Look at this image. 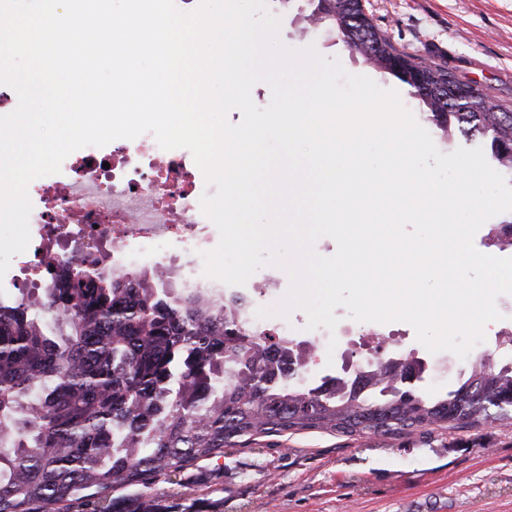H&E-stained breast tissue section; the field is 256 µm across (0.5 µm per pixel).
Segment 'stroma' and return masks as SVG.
<instances>
[{"instance_id": "35a3bbf8", "label": "stroma", "mask_w": 512, "mask_h": 512, "mask_svg": "<svg viewBox=\"0 0 512 512\" xmlns=\"http://www.w3.org/2000/svg\"><path fill=\"white\" fill-rule=\"evenodd\" d=\"M366 12L401 50L447 63L457 75L490 89L512 111V0H363ZM280 21L278 38L291 49L314 48L338 59L352 74L397 89L401 100L424 121L426 108L408 87L350 51L328 24L311 26L307 0H267ZM290 286L277 267L257 271L240 288L211 280L214 295L243 294L254 307L273 305ZM335 330L308 329L303 308L288 317L269 316L265 328L287 326L294 342L317 347V363L304 385L341 373L369 359L365 335L384 336L387 354L410 352L433 375L430 388L444 389L458 375L451 352L430 353L414 328L404 322L359 323L345 308L335 310ZM177 512H512V432L494 425L452 429L432 435L383 438L302 432L266 437L247 450L228 448L218 460L190 470L184 487L159 482L138 502L140 512L154 504Z\"/></svg>"}]
</instances>
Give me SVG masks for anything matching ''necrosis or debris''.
Returning a JSON list of instances; mask_svg holds the SVG:
<instances>
[{
  "label": "necrosis or debris",
  "mask_w": 512,
  "mask_h": 512,
  "mask_svg": "<svg viewBox=\"0 0 512 512\" xmlns=\"http://www.w3.org/2000/svg\"><path fill=\"white\" fill-rule=\"evenodd\" d=\"M212 191L183 149H162L149 132L115 147L76 150L56 176L34 181L29 226L55 234L24 274L34 283L39 267L58 268L86 252H122L133 234L145 244L175 235L182 255L198 257L208 248L200 199Z\"/></svg>",
  "instance_id": "obj_1"
}]
</instances>
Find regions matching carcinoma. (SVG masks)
I'll use <instances>...</instances> for the list:
<instances>
[{
    "label": "carcinoma",
    "mask_w": 512,
    "mask_h": 512,
    "mask_svg": "<svg viewBox=\"0 0 512 512\" xmlns=\"http://www.w3.org/2000/svg\"><path fill=\"white\" fill-rule=\"evenodd\" d=\"M352 51L409 87L436 127L489 144L512 170V112L442 62L398 50L363 9L324 14ZM464 86L462 94L445 92ZM87 253L44 295L0 300V512H139L156 483L184 486L198 461L304 431L388 438L498 424L512 428V361L482 356L439 394L423 362H369L363 386L297 382L310 353L285 338L243 341L247 301L157 288Z\"/></svg>",
    "instance_id": "cac0c4a2"
}]
</instances>
